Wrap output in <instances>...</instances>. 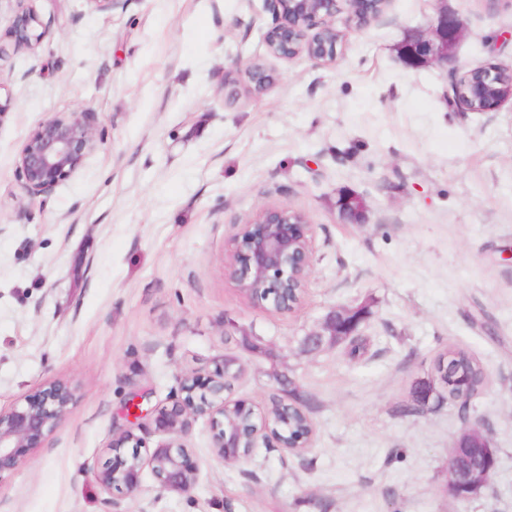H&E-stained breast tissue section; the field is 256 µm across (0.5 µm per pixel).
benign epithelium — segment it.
<instances>
[{
  "mask_svg": "<svg viewBox=\"0 0 512 512\" xmlns=\"http://www.w3.org/2000/svg\"><path fill=\"white\" fill-rule=\"evenodd\" d=\"M18 9L11 22L14 47L31 49L43 36L42 21L26 0H17ZM389 5V0H262V10L273 16L274 23L264 34L268 54L291 60L303 56L319 66L336 61L342 33L333 24L336 13L347 9L350 21L357 28L368 26ZM464 25L460 18L443 9L430 22L428 31L414 36L403 61L409 67L430 64L448 67L450 50L462 37ZM245 72L252 91H264L273 81L265 65L253 58L245 63ZM480 76L508 77L498 94L488 103L476 106L484 91L474 73ZM512 101V63L491 64L462 73H451L446 101L452 108L469 112H492ZM96 149V140L89 112L75 109L58 113L38 124L28 135L17 159V167L25 188L32 195L52 191L68 179ZM314 238L306 216L284 205L259 208L246 222L237 225L225 250L224 276L250 301L279 315L292 314L302 305L312 271ZM370 304L340 306L332 310L321 325L302 338L305 352L323 347H336L360 335V326L370 317ZM238 360L224 357L206 385L193 380L181 385V397L164 408L156 419V428L167 434L185 435L199 417L208 418L214 431L213 445L225 460L239 458L242 447L239 433L224 423V412L232 402L224 398L230 377L239 372ZM436 376L418 383L412 398L418 407L425 406L440 393ZM73 401L70 386L51 381L22 404L8 410L0 409V474L17 469L23 462V448L37 447L64 419ZM476 435L483 447L480 452L490 459L484 469H463L454 463L465 437ZM125 455L118 467L108 462L94 472L99 483L108 490L131 494L139 487L140 476L148 466L155 479L165 488L186 492L196 480L197 469L191 467L183 444L166 442L157 446L149 457L141 455L143 441L133 430H124L110 445ZM489 432L469 421L448 452L446 493L465 499L467 491L487 485L496 459Z\"/></svg>",
  "mask_w": 512,
  "mask_h": 512,
  "instance_id": "benign-epithelium-1",
  "label": "benign epithelium"
}]
</instances>
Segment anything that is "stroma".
Returning <instances> with one entry per match:
<instances>
[{
  "label": "stroma",
  "instance_id": "stroma-1",
  "mask_svg": "<svg viewBox=\"0 0 512 512\" xmlns=\"http://www.w3.org/2000/svg\"><path fill=\"white\" fill-rule=\"evenodd\" d=\"M45 28L13 51L15 0H0V407L43 384L73 389L67 416L22 465L0 475V512H512V104L449 110L450 79L407 68L399 49L445 9L464 23V70L512 61V0H390L359 29L347 13L335 64L267 56L270 14L247 0H31ZM275 81L245 90L238 59ZM87 109L97 147L50 193L17 169L30 131ZM367 203L341 223L336 194ZM306 215L315 240L302 306L277 315L224 277V248L257 208ZM370 302L363 353H303L339 306ZM451 348L485 379L468 418L448 402L404 414L416 381ZM235 356L225 396L263 413L292 378L314 426L299 455L276 441L219 458L208 419L183 442L188 492L143 470L130 496L94 471L133 429L168 442L158 409L189 377ZM139 403L130 425L126 410ZM489 430L496 468L476 496L444 491L464 421Z\"/></svg>",
  "mask_w": 512,
  "mask_h": 512
}]
</instances>
